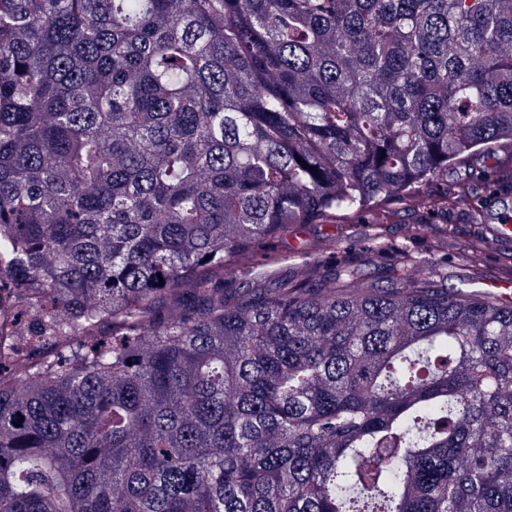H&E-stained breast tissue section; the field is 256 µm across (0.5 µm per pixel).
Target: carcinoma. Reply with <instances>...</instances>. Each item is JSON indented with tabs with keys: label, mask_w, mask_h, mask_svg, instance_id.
<instances>
[{
	"label": "carcinoma",
	"mask_w": 512,
	"mask_h": 512,
	"mask_svg": "<svg viewBox=\"0 0 512 512\" xmlns=\"http://www.w3.org/2000/svg\"><path fill=\"white\" fill-rule=\"evenodd\" d=\"M502 141L512 0H0V512H512L511 303L224 289Z\"/></svg>",
	"instance_id": "carcinoma-1"
}]
</instances>
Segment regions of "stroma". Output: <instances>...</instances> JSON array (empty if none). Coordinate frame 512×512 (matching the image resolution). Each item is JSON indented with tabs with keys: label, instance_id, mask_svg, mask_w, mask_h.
Here are the masks:
<instances>
[{
	"label": "stroma",
	"instance_id": "stroma-1",
	"mask_svg": "<svg viewBox=\"0 0 512 512\" xmlns=\"http://www.w3.org/2000/svg\"><path fill=\"white\" fill-rule=\"evenodd\" d=\"M512 205V143H500L449 166L443 177L358 214L337 218L335 224H305L279 243L284 256L279 276L295 280L310 264L333 271L348 260L359 269L361 282L386 285L401 269L388 251L406 243L411 224L448 225V248L438 251L433 236L410 243L414 253L434 259V279L445 287L464 288L492 279L512 266V248L484 237L472 221L474 210ZM342 242L334 251L319 245L330 231Z\"/></svg>",
	"mask_w": 512,
	"mask_h": 512
}]
</instances>
